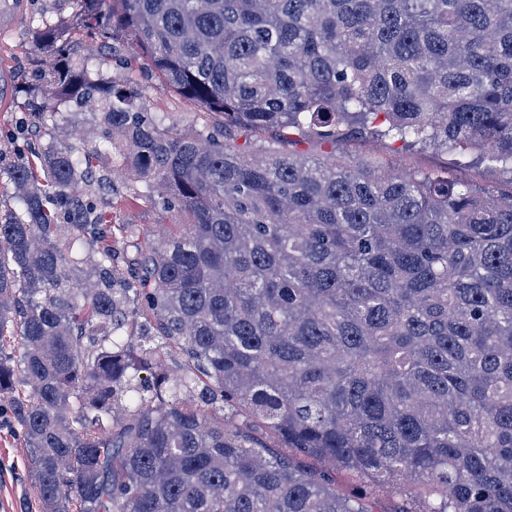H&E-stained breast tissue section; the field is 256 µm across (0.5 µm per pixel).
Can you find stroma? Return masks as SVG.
<instances>
[{
	"mask_svg": "<svg viewBox=\"0 0 512 512\" xmlns=\"http://www.w3.org/2000/svg\"><path fill=\"white\" fill-rule=\"evenodd\" d=\"M77 14V0H25L24 16L18 26L0 36V71L9 73L7 94L0 97V150L8 152L17 146L61 139L70 131L69 119L74 114L78 115L84 134L90 139H97L98 120L93 107H84L78 113L73 104L63 97L54 105L57 113L55 121L40 129L30 126L21 131L17 128L19 117L34 111L42 101L43 84L33 69L32 53L38 49L47 56L51 54L52 48L36 45L35 32L40 22L50 20L69 25L75 22ZM89 60L91 78L140 84L151 110L167 124L187 131L202 128L215 120L214 115L202 113L199 107L179 96L161 79L144 77L142 72L135 69L113 67L111 63L99 58ZM283 142L289 143L291 150L300 154L322 155L332 152L347 158L374 162L397 173L435 174L447 170L458 180L480 185H492L498 180L497 172L484 164L458 167L449 155L443 153L408 148L390 140L367 141L351 133L328 145L285 131L254 134L241 130L229 139L230 145L240 149L249 145L267 146ZM112 184L113 223L146 226L178 223L177 211L152 203L147 197H136L135 184L117 176L113 177ZM26 458L27 450L18 434L1 427L0 512H35L37 508V494L27 474Z\"/></svg>",
	"mask_w": 512,
	"mask_h": 512,
	"instance_id": "1",
	"label": "stroma"
}]
</instances>
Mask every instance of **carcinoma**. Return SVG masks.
<instances>
[{"instance_id":"1","label":"carcinoma","mask_w":512,"mask_h":512,"mask_svg":"<svg viewBox=\"0 0 512 512\" xmlns=\"http://www.w3.org/2000/svg\"><path fill=\"white\" fill-rule=\"evenodd\" d=\"M50 98L101 147L17 149L0 213V406L39 512H512V0H79ZM222 121L195 134L76 42ZM345 127L486 163L392 173L229 129ZM181 223H112V172Z\"/></svg>"}]
</instances>
